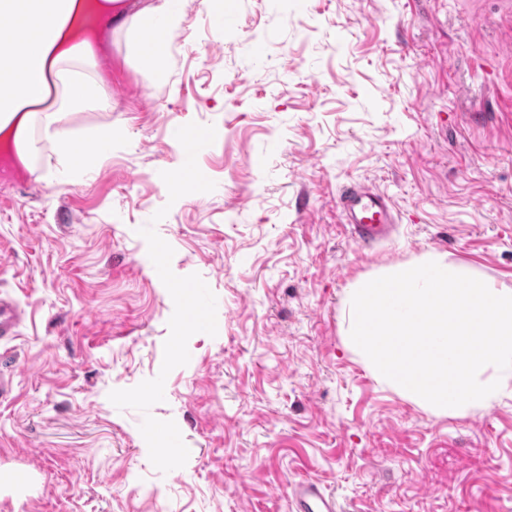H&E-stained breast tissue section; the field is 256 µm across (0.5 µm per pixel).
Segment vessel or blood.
Here are the masks:
<instances>
[{
    "label": "vessel or blood",
    "mask_w": 512,
    "mask_h": 512,
    "mask_svg": "<svg viewBox=\"0 0 512 512\" xmlns=\"http://www.w3.org/2000/svg\"><path fill=\"white\" fill-rule=\"evenodd\" d=\"M341 214L352 238L368 246L387 238L395 222L390 198L366 185L347 188L340 197ZM24 312L14 299L0 296V341L16 337ZM290 498L295 512H340L332 496L314 481L291 483Z\"/></svg>",
    "instance_id": "b4317fda"
}]
</instances>
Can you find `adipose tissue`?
<instances>
[{
    "instance_id": "adipose-tissue-1",
    "label": "adipose tissue",
    "mask_w": 512,
    "mask_h": 512,
    "mask_svg": "<svg viewBox=\"0 0 512 512\" xmlns=\"http://www.w3.org/2000/svg\"><path fill=\"white\" fill-rule=\"evenodd\" d=\"M101 0H0V139L21 162L38 152L39 139L59 144L65 171L87 170L90 156L62 138L72 112L103 108L98 58L90 39L76 31L93 14H106ZM182 21L174 0H148L128 24L136 52L163 74L171 31Z\"/></svg>"
}]
</instances>
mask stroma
Listing matches in <instances>:
<instances>
[{
    "label": "stroma",
    "mask_w": 512,
    "mask_h": 512,
    "mask_svg": "<svg viewBox=\"0 0 512 512\" xmlns=\"http://www.w3.org/2000/svg\"><path fill=\"white\" fill-rule=\"evenodd\" d=\"M169 78L99 28L104 108L68 114L88 172L0 147V512H294L318 482L345 512H512V382L439 415L380 385L344 345L354 281L427 253L512 287V0H181ZM216 184L170 201L175 137ZM386 192L396 234L355 243L340 194ZM162 220L154 215L160 208ZM217 298L151 415L189 458L160 472L142 412L108 399L158 375L172 298L139 228ZM24 312L12 298L0 296V342L16 337Z\"/></svg>",
    "instance_id": "1"
}]
</instances>
